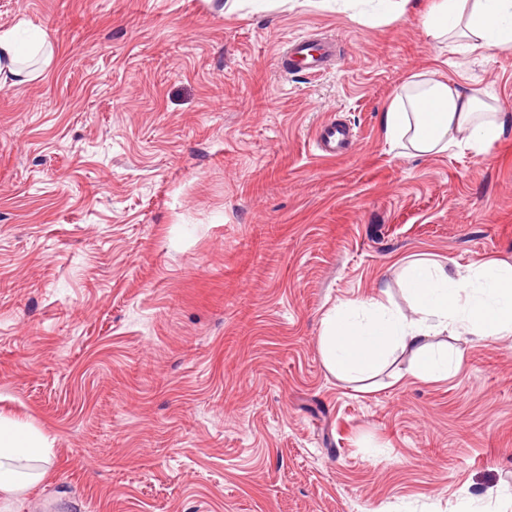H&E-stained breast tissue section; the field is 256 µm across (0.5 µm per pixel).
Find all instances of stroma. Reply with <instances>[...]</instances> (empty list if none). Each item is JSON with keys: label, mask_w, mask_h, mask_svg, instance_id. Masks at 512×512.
Returning a JSON list of instances; mask_svg holds the SVG:
<instances>
[{"label": "stroma", "mask_w": 512, "mask_h": 512, "mask_svg": "<svg viewBox=\"0 0 512 512\" xmlns=\"http://www.w3.org/2000/svg\"><path fill=\"white\" fill-rule=\"evenodd\" d=\"M224 3L0 0L52 48L0 85V415L53 450L0 512H512V337L365 389L318 343L338 303L409 310L412 260L512 262V129L428 157L382 131L428 68L512 115V48L449 52L418 8ZM309 34L330 70L282 71ZM373 4L383 5L376 10ZM336 5L354 11L353 17L369 26H380L403 20L415 6L414 0H336ZM313 143L323 157H336L343 152L345 144L352 134L348 126L336 125V121L328 120L316 127Z\"/></svg>", "instance_id": "obj_1"}]
</instances>
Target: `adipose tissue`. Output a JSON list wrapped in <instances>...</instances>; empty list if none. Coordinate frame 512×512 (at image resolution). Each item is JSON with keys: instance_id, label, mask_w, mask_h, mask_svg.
<instances>
[{"instance_id": "1", "label": "adipose tissue", "mask_w": 512, "mask_h": 512, "mask_svg": "<svg viewBox=\"0 0 512 512\" xmlns=\"http://www.w3.org/2000/svg\"><path fill=\"white\" fill-rule=\"evenodd\" d=\"M369 26L403 20L414 0H336ZM432 39L470 50L512 46V0H432L425 18ZM43 36L21 43L15 29L0 30V77L29 81L22 59L44 54ZM512 117L431 70L395 89L382 129L393 147L433 156L464 147L485 153L505 133ZM411 310L383 297L343 302L322 319L319 346L325 369L338 379L363 383L382 373L396 355L409 357V373L423 381L447 378L459 363L445 337L512 335V264L473 263L448 270L430 259L403 269ZM52 450L45 439L0 417V496L16 497L42 481Z\"/></svg>"}]
</instances>
